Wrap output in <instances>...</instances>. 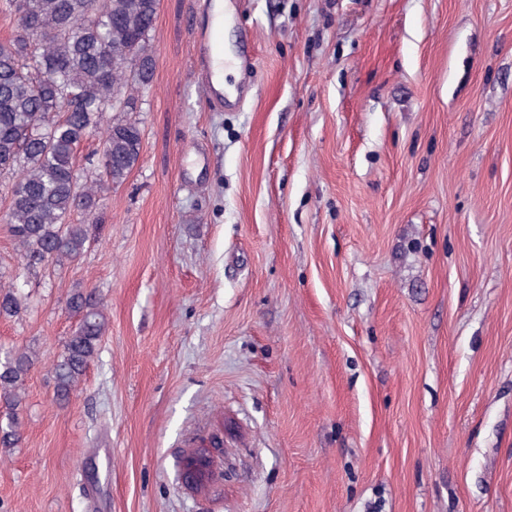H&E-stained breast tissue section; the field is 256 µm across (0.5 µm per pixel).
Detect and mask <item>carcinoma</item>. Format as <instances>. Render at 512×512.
<instances>
[{"instance_id":"carcinoma-1","label":"carcinoma","mask_w":512,"mask_h":512,"mask_svg":"<svg viewBox=\"0 0 512 512\" xmlns=\"http://www.w3.org/2000/svg\"><path fill=\"white\" fill-rule=\"evenodd\" d=\"M13 14L14 31L0 41V170L12 175L7 188L5 223L16 240L21 264H64L77 260L96 226L89 222L100 206L104 186L123 183L138 163L142 136L133 110V92L153 77L151 33L159 0H4ZM81 22L79 40L68 26ZM127 51L140 60L133 74L120 71L103 78L105 49ZM118 112L122 117L107 118ZM102 131V171L80 167V144ZM68 308L79 324L52 365L54 396L66 404L97 354L107 322L103 303L76 289ZM22 296L14 285L0 284V316H14ZM36 354L15 350L0 362V400L11 410L0 425V447L17 446L15 418L22 406L23 384Z\"/></svg>"}]
</instances>
